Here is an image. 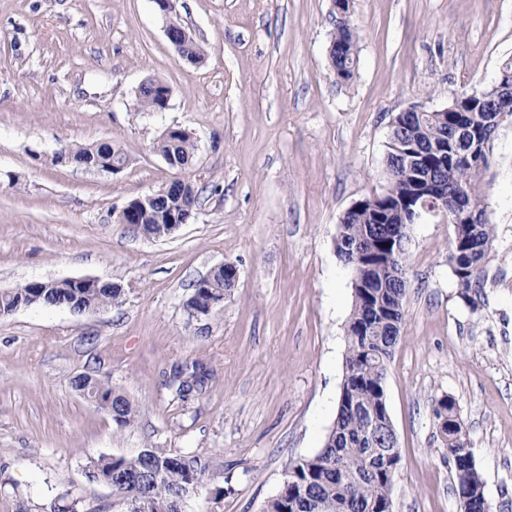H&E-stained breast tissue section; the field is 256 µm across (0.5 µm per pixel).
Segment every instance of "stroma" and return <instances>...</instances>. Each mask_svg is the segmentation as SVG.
<instances>
[{
    "label": "stroma",
    "instance_id": "35a3bbf8",
    "mask_svg": "<svg viewBox=\"0 0 512 512\" xmlns=\"http://www.w3.org/2000/svg\"><path fill=\"white\" fill-rule=\"evenodd\" d=\"M174 6L201 63L178 58L153 0H0V289L80 277L124 289L108 308L0 316V512H120L86 465L145 448L200 453L216 485L231 483L184 512H263L335 419L353 296L334 241L344 212L387 183L392 116L491 86L512 58V0H351L347 83L330 69L332 0ZM148 77L173 90L164 111L136 108ZM171 127L192 133L202 193L187 224L148 239L118 213L177 177L154 148ZM103 140L123 149L124 172L50 162ZM484 183L495 237L478 309L458 296L447 216L409 230L385 389L401 455L393 512H459L433 414L445 395L493 512H512L511 124ZM226 262L235 286L190 317L196 281ZM195 361L207 379L180 400L170 376ZM91 370L131 401V426L74 389Z\"/></svg>",
    "mask_w": 512,
    "mask_h": 512
}]
</instances>
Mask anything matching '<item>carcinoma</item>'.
I'll return each instance as SVG.
<instances>
[{"instance_id":"1","label":"carcinoma","mask_w":512,"mask_h":512,"mask_svg":"<svg viewBox=\"0 0 512 512\" xmlns=\"http://www.w3.org/2000/svg\"><path fill=\"white\" fill-rule=\"evenodd\" d=\"M178 57L199 63L203 50L193 42L174 44ZM329 59L337 81L348 82L358 64V37L349 27L338 26L331 39ZM171 91L164 81L152 78L135 92L142 112H161ZM497 113L474 107L465 111L448 107L432 112H400L389 125L386 167L387 184L378 199L346 211L335 240V252L347 264V245L360 242L369 258L362 260L358 286L353 289V307L346 329L345 370L336 418L322 448L311 456L289 462L282 488L269 500L264 512H385L392 507L391 486L401 463L398 443L392 441L393 422L388 414L385 384L404 318L407 279L397 280L380 254L389 244L392 228L405 222L407 202L417 196V182L431 181L442 190L462 191L468 218H448L452 228L448 265L456 278L459 296L477 310L484 286L483 264L495 236L486 218L483 175L487 169L488 129L496 126ZM155 147L174 152L183 172L192 167L196 144L189 133L159 140ZM126 158L120 145L102 142L66 151V163L93 165L103 157ZM198 195L182 181L171 183L166 195L140 206L133 230L163 233L171 215L195 209ZM233 288L230 278H212L201 298H222ZM122 290L98 284L71 288L49 281L26 295L0 293V309L18 302L45 306L91 305L98 309L118 302ZM205 371L195 363L179 368L170 384L182 401L204 383ZM74 387L101 398L119 427L134 422L132 403L115 393L90 372L73 380ZM436 426L454 478V495L466 512H492L482 475L476 467L466 431L457 415L455 401L446 396L434 408ZM87 477L112 488L121 512H184L187 498L208 487L222 498L231 487L213 485L210 463L193 452L169 453L146 448L132 458L105 457L90 461Z\"/></svg>"}]
</instances>
